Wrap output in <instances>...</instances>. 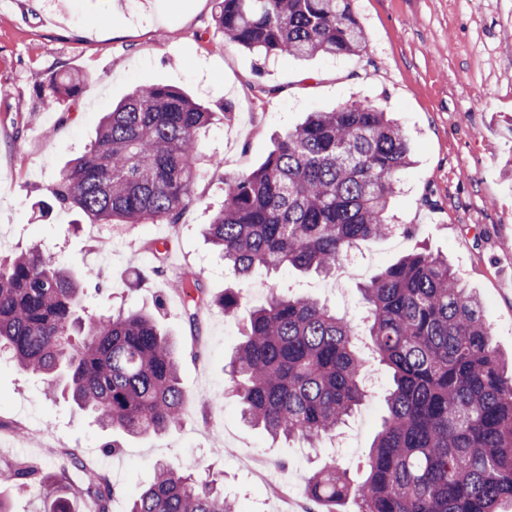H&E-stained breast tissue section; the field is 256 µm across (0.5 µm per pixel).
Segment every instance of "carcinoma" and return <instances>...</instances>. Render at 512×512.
<instances>
[{
    "label": "carcinoma",
    "mask_w": 512,
    "mask_h": 512,
    "mask_svg": "<svg viewBox=\"0 0 512 512\" xmlns=\"http://www.w3.org/2000/svg\"><path fill=\"white\" fill-rule=\"evenodd\" d=\"M352 0H217L216 24L229 42L264 56H352L366 48ZM83 79L70 72L38 91L70 113ZM213 113L179 89L137 87L103 117L86 153L60 174L40 209H79L106 224H178L197 201L204 156L200 133ZM410 165L399 125L358 101L311 112L250 173L224 180V204L207 236L240 282L280 269L331 276L360 242L392 232L391 199ZM366 335L391 376L386 414L362 482L336 462L305 479L314 501L351 495L358 512H501L512 502V374L491 345L478 298L448 260L410 254L362 288ZM83 280L37 247L0 257V353L41 376L46 392L64 386L74 405L112 435H161L181 428L188 396L178 349L153 313L111 315L81 305ZM194 305L234 314L241 289ZM354 325L316 299L280 292L249 316L229 362V389L241 416L274 439L316 448L336 435L366 397L368 361ZM3 483L26 487L44 512H75L61 483L36 466L12 469ZM82 493L111 512L113 488L101 476ZM128 512H239L215 480L159 464Z\"/></svg>",
    "instance_id": "obj_1"
}]
</instances>
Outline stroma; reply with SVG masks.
<instances>
[{
	"instance_id": "1",
	"label": "stroma",
	"mask_w": 512,
	"mask_h": 512,
	"mask_svg": "<svg viewBox=\"0 0 512 512\" xmlns=\"http://www.w3.org/2000/svg\"><path fill=\"white\" fill-rule=\"evenodd\" d=\"M353 9L365 51L300 63L225 40L214 0H0V256L37 244L76 275L95 271L99 280L86 286L85 301L106 314L157 306L163 331L177 342L190 398L182 428L126 439L106 454L108 432L66 398L47 395L40 376L0 356V468L64 471L76 512L93 510L78 495L84 472L62 468L71 451L99 460L114 488L111 512H126L160 462L212 473L246 512H303L307 504L313 512H358L352 497L307 502L304 479L330 457L347 467L365 458L382 415L386 368H370L373 396L341 429L354 435L353 447L326 441L312 449L244 424L225 366L250 311L272 289L289 286L354 319L363 307L360 286L416 251L447 257L480 299L493 346L512 356V290L501 284L512 266V0H353ZM63 70L84 86L67 102L72 118L62 125L56 113L40 111L37 93ZM145 83L180 89L214 113L203 142L223 165L197 180V200L181 223L155 232L98 224L67 208L40 216L35 202L86 151L103 113ZM364 100L392 113L412 146L391 210L412 234L361 243L363 270L346 282L345 299L325 292L322 276L283 269L251 281L235 315L211 306L189 322L178 280H199L213 296L237 285L201 234L224 201L225 178L258 168L306 113ZM15 114L21 124H13ZM158 239L168 244L160 256L150 249ZM259 460L274 477L295 479L290 501L254 477Z\"/></svg>"
}]
</instances>
